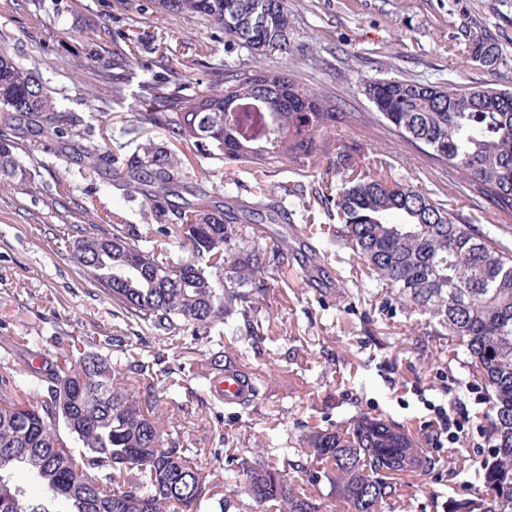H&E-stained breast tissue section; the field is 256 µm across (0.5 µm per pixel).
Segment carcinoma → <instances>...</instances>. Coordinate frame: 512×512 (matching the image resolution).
<instances>
[{"instance_id":"1","label":"carcinoma","mask_w":512,"mask_h":512,"mask_svg":"<svg viewBox=\"0 0 512 512\" xmlns=\"http://www.w3.org/2000/svg\"><path fill=\"white\" fill-rule=\"evenodd\" d=\"M157 14L198 17L224 31V52L241 48L261 62L291 52L289 0H150ZM492 64L496 48L471 39L466 59ZM186 97L145 81L139 96L162 108L150 120L204 160L243 163L261 177L274 169L308 172L329 161L340 174L349 155L329 139L345 115L330 99L293 81L285 71L255 67L220 80L195 79ZM375 111L360 118L369 129L385 125L421 149L431 162L455 169L470 194L491 214H512V91L453 90L438 84L373 79L364 84ZM233 100L241 112L224 111ZM0 120L32 137L57 139L59 152L86 159L91 170L111 156L106 145L77 140L79 119L57 110L43 83L0 54ZM73 134L64 139L63 124ZM18 143L0 139V188L22 170ZM118 187L135 189L152 205L180 187V163L161 150L134 154L112 173ZM200 202L187 210L157 209L173 216L179 244L189 258L167 252L112 228V236L80 229L71 259L96 279L112 303L166 339L193 325L192 344H206L210 371L231 366L251 384V395L224 405L250 412L266 390L262 376L241 353L224 351V336L252 344L257 330L237 336L234 322L252 326L258 280H277L288 262V237L271 247L242 244L251 238L239 213L263 207L276 214L283 200L249 206L237 200ZM336 211L331 238L361 260L393 299L429 316V335L457 341L456 357L484 391L490 458L474 474L484 492L448 498V512H512V248L483 224H465L432 194L375 171L341 174L335 193L318 196ZM117 346L118 356L109 350ZM145 389L141 400L129 388ZM187 383L178 359L165 350L131 349L107 336L70 337L53 351L19 341L0 357V512H323L324 503L298 486L301 474L327 479L342 512H385L395 480L426 475L441 466L404 424L359 412L342 429L295 424L299 436L242 458L214 483L184 446L180 432L152 399L155 386ZM42 486L33 500L15 477ZM246 495L248 502L239 500Z\"/></svg>"}]
</instances>
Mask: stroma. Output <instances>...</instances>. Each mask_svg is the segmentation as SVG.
<instances>
[{
	"mask_svg": "<svg viewBox=\"0 0 512 512\" xmlns=\"http://www.w3.org/2000/svg\"><path fill=\"white\" fill-rule=\"evenodd\" d=\"M146 0H0V53L13 57L56 92L58 109L82 117L84 143L107 144L117 163H126L136 144L151 143L178 159L188 189L206 177L219 196L250 203L297 185L311 198L312 174L276 171L255 178L243 165L199 160L186 143L148 121L151 106L138 97V81L156 79L183 88L190 79H215L224 69V34L196 18L154 16ZM294 34L288 57L274 55L270 67L287 70L299 84L354 115L372 111L363 86L371 78L445 83L467 90L512 88V0H290ZM483 36L499 50L495 65L463 57L468 38ZM96 56L111 71L85 67ZM122 81L121 97L105 82ZM137 129L136 139L127 132ZM335 140L352 164L381 170L434 192L462 222L491 224L512 245V215L488 213L472 197L461 174L427 161L418 148L378 127L362 133L339 126ZM32 180L0 189V341L53 336L58 347L71 337L119 336L136 343L147 335L137 319L113 305L67 255L78 227L95 224L111 235L113 225L151 235L159 219L135 194L112 185L110 170L83 171L79 160L41 147L18 152ZM330 222L322 207L285 210L276 223L260 224L254 240L272 244L286 232L294 254L280 278L268 282L254 306L265 328L260 353L246 360L268 384L257 407L242 416L225 414L209 397L205 346L183 353L190 374L186 388L162 394L166 413L204 471L223 475L228 458L265 448L293 424L341 423L360 411L383 413L425 429L435 407L468 417L458 444L432 441L430 451L459 468L407 477L398 488L394 512H448L449 497L467 496V480L487 454L483 391L457 396L464 372L456 346L426 333L424 316L392 303L390 291L341 244L330 248L332 277L347 289L306 283L304 260L314 233Z\"/></svg>",
	"mask_w": 512,
	"mask_h": 512,
	"instance_id": "stroma-1",
	"label": "stroma"
}]
</instances>
